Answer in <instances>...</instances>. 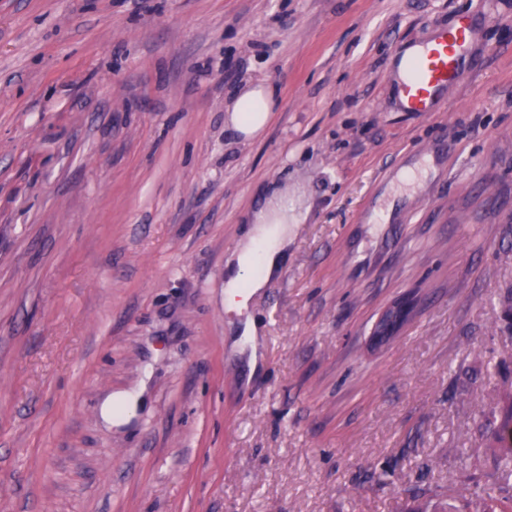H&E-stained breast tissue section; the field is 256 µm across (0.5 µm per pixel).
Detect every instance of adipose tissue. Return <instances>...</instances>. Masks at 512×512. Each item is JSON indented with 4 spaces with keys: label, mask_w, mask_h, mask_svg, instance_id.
<instances>
[{
    "label": "adipose tissue",
    "mask_w": 512,
    "mask_h": 512,
    "mask_svg": "<svg viewBox=\"0 0 512 512\" xmlns=\"http://www.w3.org/2000/svg\"><path fill=\"white\" fill-rule=\"evenodd\" d=\"M276 106V89L266 82L239 89L227 104L229 123L242 135L262 131ZM311 209L309 197L298 187L273 188L264 205L252 217V227L242 240L229 267L224 285V304L245 306L280 269L288 246L289 227L303 223Z\"/></svg>",
    "instance_id": "obj_1"
}]
</instances>
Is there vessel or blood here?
I'll list each match as a JSON object with an SVG mask.
<instances>
[{"label":"vessel or blood","mask_w":512,"mask_h":512,"mask_svg":"<svg viewBox=\"0 0 512 512\" xmlns=\"http://www.w3.org/2000/svg\"><path fill=\"white\" fill-rule=\"evenodd\" d=\"M474 28L468 17L438 26L433 36L414 42L398 59L400 93L410 112L434 111L449 84L464 80L470 69Z\"/></svg>","instance_id":"1"}]
</instances>
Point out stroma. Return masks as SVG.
Masks as SVG:
<instances>
[{"label": "stroma", "mask_w": 512, "mask_h": 512, "mask_svg": "<svg viewBox=\"0 0 512 512\" xmlns=\"http://www.w3.org/2000/svg\"><path fill=\"white\" fill-rule=\"evenodd\" d=\"M463 14L470 74L404 111L398 56ZM258 80L247 139L224 103ZM287 183L310 215L226 308ZM511 290L512 0H0V512L452 502V449L493 470L469 395L512 393ZM275 106L276 88L267 82H257L240 88L225 112H229V123L248 138L267 126ZM311 209L309 197L296 186L274 187L264 205L251 220L253 224L235 254L224 285V305L241 308L248 298L263 288L280 269L285 249L288 246L289 224H303ZM263 246L262 270L252 277L248 285L245 279L250 274L258 248ZM391 306L385 309L376 321L374 335L379 339H386L394 335L407 318L408 305L396 303L393 307Z\"/></svg>", "instance_id": "stroma-1"}]
</instances>
